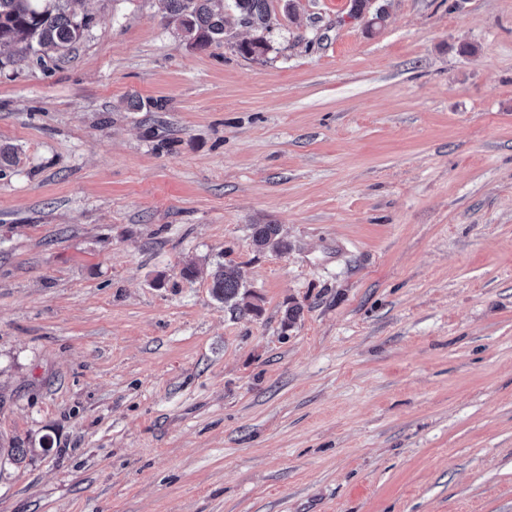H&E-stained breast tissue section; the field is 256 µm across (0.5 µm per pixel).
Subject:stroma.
<instances>
[{
  "mask_svg": "<svg viewBox=\"0 0 512 512\" xmlns=\"http://www.w3.org/2000/svg\"><path fill=\"white\" fill-rule=\"evenodd\" d=\"M351 6L0 47V512H512V0ZM251 238L252 244L257 251H264L267 249L279 253L288 251V240L282 237L279 225H252ZM242 284L236 269L230 265L218 264L212 273L211 292L213 297L224 304H230L239 314H258L260 305L255 302L258 297L248 293H241Z\"/></svg>",
  "mask_w": 512,
  "mask_h": 512,
  "instance_id": "stroma-1",
  "label": "stroma"
}]
</instances>
